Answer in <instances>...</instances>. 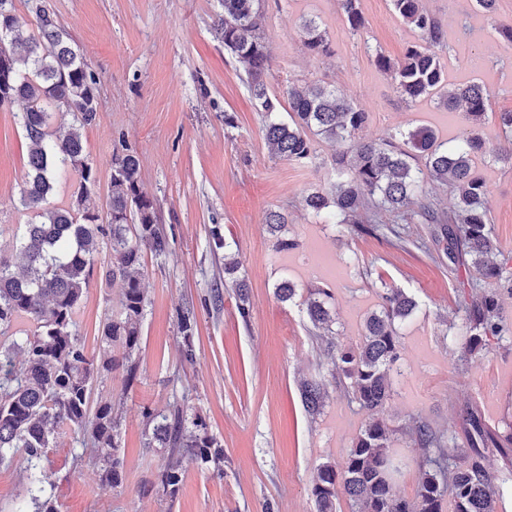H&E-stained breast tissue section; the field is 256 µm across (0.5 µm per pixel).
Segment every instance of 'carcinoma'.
Wrapping results in <instances>:
<instances>
[{
    "label": "carcinoma",
    "mask_w": 512,
    "mask_h": 512,
    "mask_svg": "<svg viewBox=\"0 0 512 512\" xmlns=\"http://www.w3.org/2000/svg\"><path fill=\"white\" fill-rule=\"evenodd\" d=\"M36 34L21 43L16 37L14 0H0V107L20 102L17 121L30 143L27 180L19 203L34 219L20 225L16 245L22 271L15 273L0 258V465L15 453H24L30 471L28 494L33 512H58L54 495L41 485L37 471L47 458L54 435L67 429L97 449L102 481L120 483L118 425L112 400L92 399L98 375L120 368L126 386L138 380L132 360L138 349L147 297L142 288L143 255L164 256L169 237L158 224L156 205L140 186V163L131 151L115 154L111 161L106 215L87 205L97 187L96 170L85 154L81 130L97 116L99 79L80 52L59 30L54 12L45 0H27ZM224 17L218 31L224 50L246 76L256 111L266 114V142L279 157L300 164L315 159L314 139L336 147L333 165L336 183L317 189L305 199L314 214L327 213L338 224H353L371 235L379 224L363 221L373 208L395 220L415 217L434 224L435 242H446L444 253L453 265H464L475 278L471 294L457 313L463 355L478 354L505 331L499 306L500 292L484 288L507 280L503 264L494 260L497 240L487 210L488 186L476 158L512 166V149L504 153L482 135L491 106V90L479 82L450 84L437 49L443 47L444 30L425 10L421 0H390L392 9L420 39L394 61L376 53L375 64L389 74L399 94L410 102L430 100L454 112L463 109L471 127L456 143L439 139L435 131L420 126L385 139L363 135L368 113L350 103L336 89L311 83L299 89L288 86L290 121L275 117L279 97L268 91L272 58L264 36L261 0H223ZM349 29L364 24L360 0H339ZM304 47L313 55L331 52L326 30L310 18L301 24ZM71 117L67 129H54L50 111ZM71 168L79 187L68 206H48L58 171ZM440 183L453 199L441 208L423 194L426 179ZM109 253L105 276L120 279L123 297L120 313L107 319L103 341L125 349L118 360L105 348L94 358L87 355L74 332L75 315L84 297L95 262ZM237 311L249 322L250 307L244 280H235ZM306 314L317 330L329 329L335 296L331 289L311 288ZM415 298L397 288H385L379 309L365 321L356 344L334 345L333 365L350 381L352 399L368 413V420L352 440L341 466L321 465L313 478L311 494L317 512H337L336 488L343 484L355 512H499L505 495L512 492L508 479H499L485 466L486 455L497 453L512 468V432L503 434L486 424L481 411L467 406L460 413L463 447L448 455L444 434L415 420L411 435L423 452L422 476L413 500L393 488L391 448L396 429L377 418L391 398L390 371L399 359L400 326L415 312ZM34 329H15L20 318ZM183 356L196 357L194 311L178 317ZM306 411L319 412L323 383L306 380L300 387ZM145 446L163 448L168 459L158 481L163 492L175 497L183 481L177 456L188 454L206 468L222 471L224 448L208 432L205 420L191 416L179 404L164 412L143 411Z\"/></svg>",
    "instance_id": "1"
}]
</instances>
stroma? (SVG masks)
I'll use <instances>...</instances> for the list:
<instances>
[{"mask_svg":"<svg viewBox=\"0 0 512 512\" xmlns=\"http://www.w3.org/2000/svg\"><path fill=\"white\" fill-rule=\"evenodd\" d=\"M61 29L99 78L97 117L82 136L98 186L90 206L104 211L113 153L131 150L140 159L142 191L157 204L171 252L145 254L142 286L148 307L133 358L139 379L126 386L123 370L102 374L95 389L112 399L119 421L124 471L119 485L103 483L95 449L70 432L52 443L40 478L52 489L59 512H316L310 489L324 463H343L367 415L332 375L328 344L357 342L375 311L382 287L399 288L418 303L404 323L400 358L391 374L393 394L382 416L401 430L393 444L394 488L413 497L421 477L422 452L407 434L412 419L452 436L459 414L477 406L486 423H512V295L500 311L509 337L462 359L449 334L455 298L468 278L434 244L433 225L398 224L405 247L358 233L349 224L315 218L304 199L336 180L334 148L316 141L308 165L271 155L265 117L257 112L245 76L225 51L215 25L222 0H48ZM442 23L441 61L453 82L482 81L493 92L483 126L492 144L507 146L495 119L512 110V48L497 30L512 25V0H497L493 14L475 0H423ZM364 27L354 34L338 0H265V36L272 56L268 89L285 96L292 84L319 82L370 115L365 134L381 138L418 126L441 139L461 137L468 123L428 101L411 103L374 62L376 53L400 59L417 37L394 14L390 0H361ZM316 19L332 53L308 54L301 41L303 19ZM16 108L0 110V257L16 254V233L31 215L19 204L28 171V142ZM233 125H225V116ZM493 233L512 271V169L483 165ZM284 215L272 235L269 212ZM220 227L237 253L248 284L250 320L242 322L234 289L214 309L207 298L224 280V254L213 251L212 227ZM294 240L280 249L278 238ZM109 256L94 266L76 315L75 332L88 355L98 356L108 315L120 309L121 281H106ZM297 288L293 300L275 295L282 280ZM325 287L336 298L332 336L314 334L304 300ZM193 306L196 358L182 357L178 314ZM324 384L319 415L302 403V381ZM205 419L224 448V473L181 459L183 483L176 497L157 487L165 451L144 445V409L173 402ZM26 461L0 465V512H25Z\"/></svg>","mask_w":512,"mask_h":512,"instance_id":"obj_1","label":"stroma"}]
</instances>
